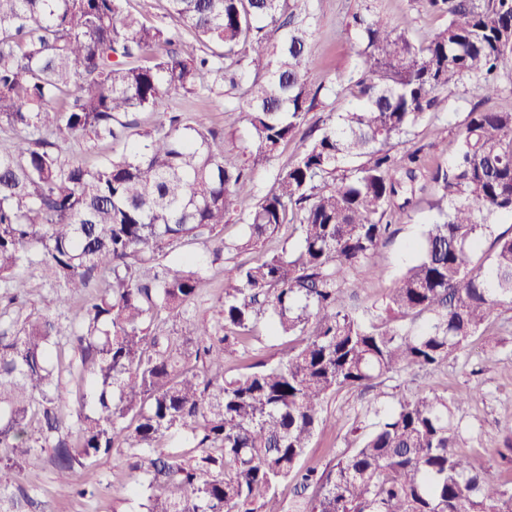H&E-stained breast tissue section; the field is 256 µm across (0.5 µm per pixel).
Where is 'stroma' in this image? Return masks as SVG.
<instances>
[{
  "label": "stroma",
  "mask_w": 512,
  "mask_h": 512,
  "mask_svg": "<svg viewBox=\"0 0 512 512\" xmlns=\"http://www.w3.org/2000/svg\"><path fill=\"white\" fill-rule=\"evenodd\" d=\"M314 39L312 52L317 65L307 74L311 86L320 88L316 107L307 114L305 125L321 127L327 115L349 108L355 101L356 87H348L341 96L328 94L327 89L338 77H349L355 65L352 46L357 35L349 28L353 14H374L389 27L407 29L412 39L427 41L441 29L446 19L429 10L424 0H313ZM446 110L429 114L410 136L411 146L421 148L427 169L446 164L449 143L466 122L474 105L468 83L449 87ZM176 107L189 116L196 127H215L224 132L227 155L242 159L251 140V128L245 111L235 108L225 98L204 95L176 94ZM302 148L301 139L282 145L273 165L257 169L252 179L238 187V212L227 218L223 229L226 242L239 240L245 228L240 212L248 210L273 181L277 167L293 161ZM424 188L416 193L409 206L405 223L395 225L393 235L381 243L371 258L357 267L352 276L362 282L364 289L351 300L356 309L381 303L384 295L410 262V247L420 239L426 224L434 217L431 208L437 197V188L431 180H424ZM298 238L291 225H282L264 244L255 250L237 254L210 256L207 246L200 241L185 245L183 254L205 258L206 271L198 296L189 307L196 320L210 324L218 320V311L224 301V290L229 283V270L236 264L260 258L267 249L296 248ZM27 280L28 313L46 312L58 316L62 328H70L77 321L80 300L59 306L56 291L37 275ZM490 333L500 341L496 361L486 359L484 336L472 337L468 346L457 356L433 371L402 374L384 380L376 387L361 391L343 389L328 396L323 422L315 432L309 448L301 458L303 468L325 470L351 448L357 447L365 432L371 431L375 411L387 410L402 395L436 392L451 398L470 397L471 402L457 415L460 424V448L471 463L496 481L512 479L500 454L512 443V310H501L489 326ZM293 344L292 339L272 336L265 322H258L247 343V358H229L224 362L225 377L232 378L245 372L249 362L277 363ZM358 418L359 432L337 424L338 416ZM96 475L101 481L100 494L92 499H81L60 492L55 481V470L50 463L24 473L20 479L22 490L38 504V512H138L137 502L127 492L132 483L131 473L123 466L119 455L99 460Z\"/></svg>",
  "instance_id": "35a3bbf8"
}]
</instances>
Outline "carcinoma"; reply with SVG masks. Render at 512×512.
I'll use <instances>...</instances> for the list:
<instances>
[{"label": "carcinoma", "mask_w": 512, "mask_h": 512, "mask_svg": "<svg viewBox=\"0 0 512 512\" xmlns=\"http://www.w3.org/2000/svg\"><path fill=\"white\" fill-rule=\"evenodd\" d=\"M128 2L0 0V131L12 135L0 151V470L18 479L50 448L59 487L93 498L95 463L125 448L145 512H255L288 480L311 491L293 512H512V483L459 448L455 414L468 397L404 396L332 469L298 468L331 393L435 368L512 308V235L496 237L487 267L474 263L490 219L512 214V112L482 108L512 62V0H427L447 22L425 43L353 15L357 103L302 137L234 243L223 228L237 186L300 133L318 100L307 82L312 0H166L171 26ZM458 81L477 103L448 165L431 172L436 217L383 311L356 316L344 301L362 285L349 273L409 217L410 199H394L415 193L423 168L419 149L395 147ZM241 87L248 166L170 97ZM138 112L159 120L141 131ZM72 138L123 149L89 168L65 154ZM282 224L297 248L233 266L218 326L188 316L202 265L165 257L195 240L215 257L240 253ZM25 270L62 303L84 296L69 336L51 315H23ZM423 315L419 333L396 324ZM262 318L300 342L276 364L224 378L225 357ZM66 375L88 383L68 411ZM174 436L188 453L157 451ZM30 506L0 483V512Z\"/></svg>", "instance_id": "1"}]
</instances>
